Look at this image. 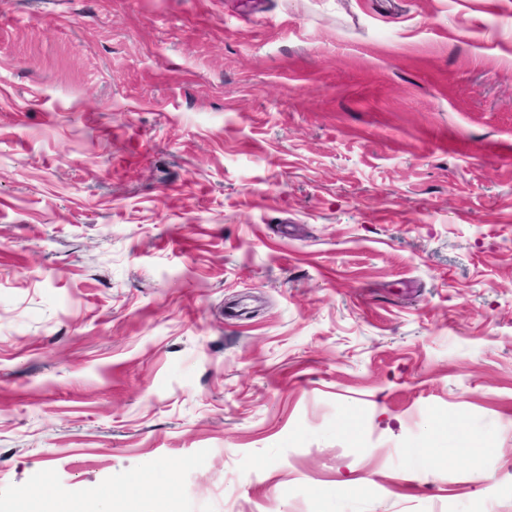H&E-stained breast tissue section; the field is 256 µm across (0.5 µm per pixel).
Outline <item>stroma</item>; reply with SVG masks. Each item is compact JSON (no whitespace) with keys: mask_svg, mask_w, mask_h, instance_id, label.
Instances as JSON below:
<instances>
[{"mask_svg":"<svg viewBox=\"0 0 512 512\" xmlns=\"http://www.w3.org/2000/svg\"><path fill=\"white\" fill-rule=\"evenodd\" d=\"M42 494L512 512V0H0V512Z\"/></svg>","mask_w":512,"mask_h":512,"instance_id":"stroma-1","label":"stroma"}]
</instances>
